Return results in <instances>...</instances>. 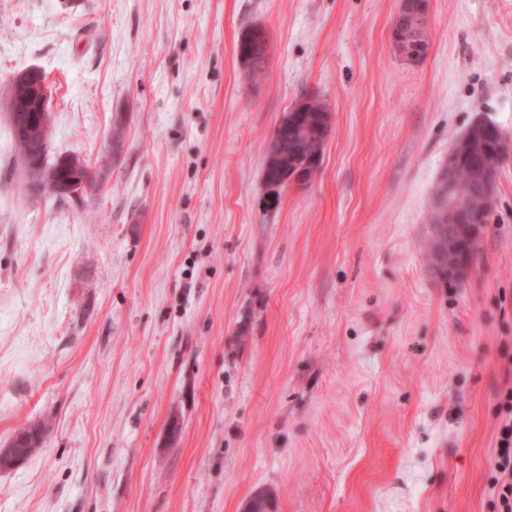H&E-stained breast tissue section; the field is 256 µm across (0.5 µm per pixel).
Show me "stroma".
<instances>
[{
	"label": "stroma",
	"instance_id": "stroma-1",
	"mask_svg": "<svg viewBox=\"0 0 512 512\" xmlns=\"http://www.w3.org/2000/svg\"><path fill=\"white\" fill-rule=\"evenodd\" d=\"M0 0V512H499L512 389V154L473 264L432 266L448 155L512 139V0ZM262 25V74L236 55ZM51 89L49 159L103 175L30 190L3 90ZM332 113L319 171L266 210L273 130ZM428 26L429 0H402L390 29L394 52L409 61L426 56ZM306 99H311V110L307 111V105L310 103V100L301 99L292 105L288 112L283 113L282 117L277 123L276 128L281 130H287L288 128H292L294 130H298L299 135L301 137L307 138L308 141H312L316 148V153L314 154L311 164L316 165L319 162L320 155V147L319 144V136L316 132L310 130L305 124V115L308 123H316L318 122L320 115L325 112V104L321 102L318 97L315 96H305ZM306 113V114H305ZM501 425L493 459L492 485L501 505V512L512 511V389L500 404ZM48 430L47 424L43 422L39 425L22 429L18 432L14 440L9 445L10 448L15 449V463L7 465L1 457V463H3V466L0 464V468L13 467L19 460L24 461L28 459L32 453L40 447L43 437Z\"/></svg>",
	"mask_w": 512,
	"mask_h": 512
}]
</instances>
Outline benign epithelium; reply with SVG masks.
Segmentation results:
<instances>
[{
  "label": "benign epithelium",
  "instance_id": "1",
  "mask_svg": "<svg viewBox=\"0 0 512 512\" xmlns=\"http://www.w3.org/2000/svg\"><path fill=\"white\" fill-rule=\"evenodd\" d=\"M429 26V0H401L398 13L390 29V45L395 53L406 60L422 58L429 49L427 30ZM267 55L268 41L264 28L255 27L246 50H238L243 62L257 53ZM309 101L301 99L283 113L277 128H292L299 135L319 144V136L305 124V113ZM486 140L484 153L473 165L474 186L464 191L460 187L458 174L464 159L472 156L475 140ZM512 152V142L492 123L476 122L460 138L448 155L441 184L435 199V210L439 218L433 225L434 240L438 245L437 273L448 272V278L461 276L467 268V259L459 251L448 249V243L477 235V225L489 218L495 206V172L505 155ZM305 177L300 171H279L277 178H264L266 205H277L282 189L290 183L302 184Z\"/></svg>",
  "mask_w": 512,
  "mask_h": 512
}]
</instances>
